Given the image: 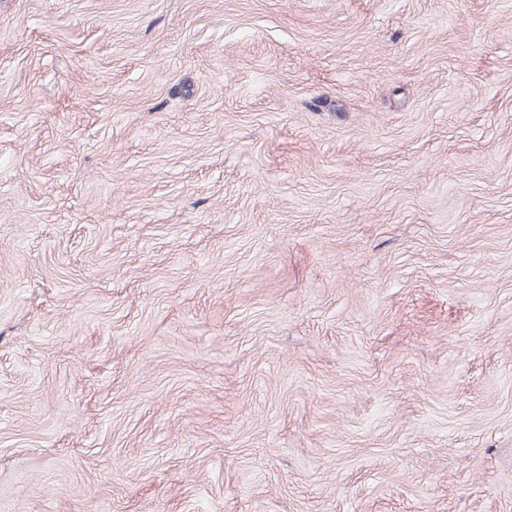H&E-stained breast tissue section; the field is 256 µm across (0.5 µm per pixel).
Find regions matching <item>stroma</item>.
<instances>
[{
  "label": "stroma",
  "mask_w": 512,
  "mask_h": 512,
  "mask_svg": "<svg viewBox=\"0 0 512 512\" xmlns=\"http://www.w3.org/2000/svg\"><path fill=\"white\" fill-rule=\"evenodd\" d=\"M0 512H512V0H0Z\"/></svg>",
  "instance_id": "stroma-1"
}]
</instances>
